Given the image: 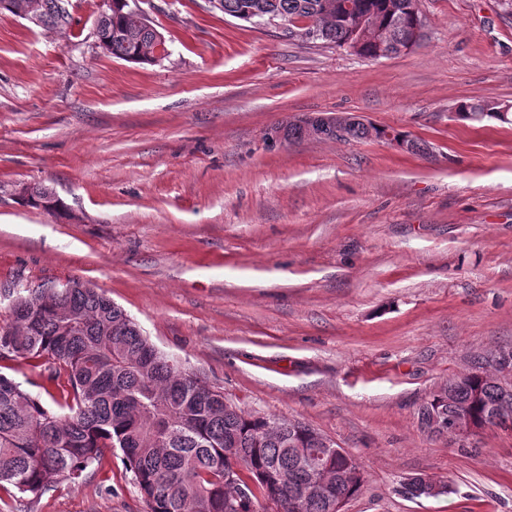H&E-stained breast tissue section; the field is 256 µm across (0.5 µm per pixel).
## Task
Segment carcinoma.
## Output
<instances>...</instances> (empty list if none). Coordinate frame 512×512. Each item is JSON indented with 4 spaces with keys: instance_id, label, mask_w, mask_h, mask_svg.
I'll use <instances>...</instances> for the list:
<instances>
[{
    "instance_id": "cac0c4a2",
    "label": "carcinoma",
    "mask_w": 512,
    "mask_h": 512,
    "mask_svg": "<svg viewBox=\"0 0 512 512\" xmlns=\"http://www.w3.org/2000/svg\"><path fill=\"white\" fill-rule=\"evenodd\" d=\"M41 21L69 28L64 0H43ZM344 0H213L224 14L264 27L288 22V38L333 45L377 58L370 41H357L340 9ZM356 10L388 31L383 57L417 47L408 0H351ZM159 30L139 0H112L99 18L97 38L107 52L129 63L155 64L143 53ZM462 117L509 121L512 105L487 100L462 103ZM379 128L351 121L343 141L370 140ZM290 142L334 139L288 122ZM33 208L58 215L61 202L43 186L24 187ZM24 363L39 371L57 394L52 404L0 373V495L33 499L63 483H75L112 450L126 468L148 512H336V499L349 500L365 482L348 452L326 453L316 445L321 432L287 418L247 414L224 402V393L161 353L136 323L91 282L69 278L54 288L16 291L7 319L0 322V369ZM464 414L479 427L512 424V393L498 377L475 370L448 381L441 398L421 408V423ZM335 473L329 491L309 493L316 468ZM248 495L236 497L239 488Z\"/></svg>"
}]
</instances>
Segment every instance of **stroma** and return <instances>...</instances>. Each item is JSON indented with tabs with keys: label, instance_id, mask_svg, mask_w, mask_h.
<instances>
[{
	"label": "stroma",
	"instance_id": "obj_1",
	"mask_svg": "<svg viewBox=\"0 0 512 512\" xmlns=\"http://www.w3.org/2000/svg\"><path fill=\"white\" fill-rule=\"evenodd\" d=\"M100 0L56 32L0 15V318L11 289L92 282L226 402L297 419L365 473L345 512H512V432L431 434L422 405L512 348V0H420L424 37L378 60L208 0H142L158 64L104 54ZM349 113L425 141L274 136ZM55 190L66 215L22 203ZM428 475L450 493L411 497ZM0 512H147L120 453ZM507 107L504 111L503 108ZM456 112L462 117L481 116V118L497 119L502 122H511L512 105L509 103L477 100L476 102L462 103L457 106Z\"/></svg>",
	"mask_w": 512,
	"mask_h": 512
}]
</instances>
